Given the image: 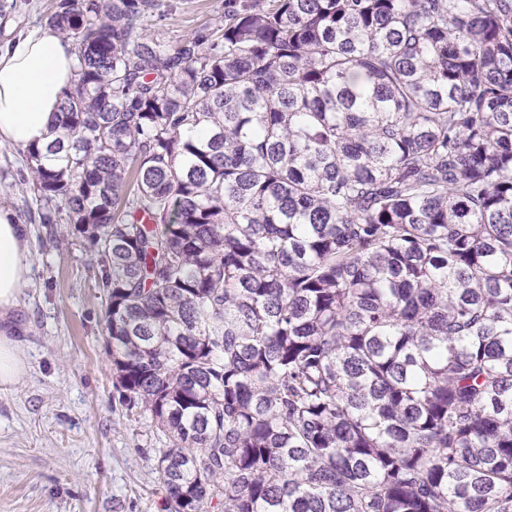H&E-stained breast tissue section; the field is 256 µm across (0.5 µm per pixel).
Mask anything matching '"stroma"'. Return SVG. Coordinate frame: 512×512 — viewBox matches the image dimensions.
Masks as SVG:
<instances>
[{"label": "stroma", "instance_id": "stroma-1", "mask_svg": "<svg viewBox=\"0 0 512 512\" xmlns=\"http://www.w3.org/2000/svg\"><path fill=\"white\" fill-rule=\"evenodd\" d=\"M167 41L215 26L224 0H164ZM22 148L0 149V206L30 226L29 282L15 311L27 370L0 390V512H163L148 428L112 402L98 267L64 224L30 222L38 203Z\"/></svg>", "mask_w": 512, "mask_h": 512}]
</instances>
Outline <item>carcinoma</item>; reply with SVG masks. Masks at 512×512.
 Instances as JSON below:
<instances>
[{"instance_id":"obj_1","label":"carcinoma","mask_w":512,"mask_h":512,"mask_svg":"<svg viewBox=\"0 0 512 512\" xmlns=\"http://www.w3.org/2000/svg\"><path fill=\"white\" fill-rule=\"evenodd\" d=\"M56 0L45 147L165 512H512V0ZM165 16L153 22L165 41L198 30L202 25L214 27L224 12V0H164Z\"/></svg>"}]
</instances>
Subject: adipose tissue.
Returning a JSON list of instances; mask_svg holds the SVG:
<instances>
[{
  "instance_id": "1",
  "label": "adipose tissue",
  "mask_w": 512,
  "mask_h": 512,
  "mask_svg": "<svg viewBox=\"0 0 512 512\" xmlns=\"http://www.w3.org/2000/svg\"><path fill=\"white\" fill-rule=\"evenodd\" d=\"M78 61L70 41L41 26L0 45V145L46 146L57 108L75 78ZM26 225L0 207V387L16 384L26 370L19 342L5 329L31 273Z\"/></svg>"
}]
</instances>
